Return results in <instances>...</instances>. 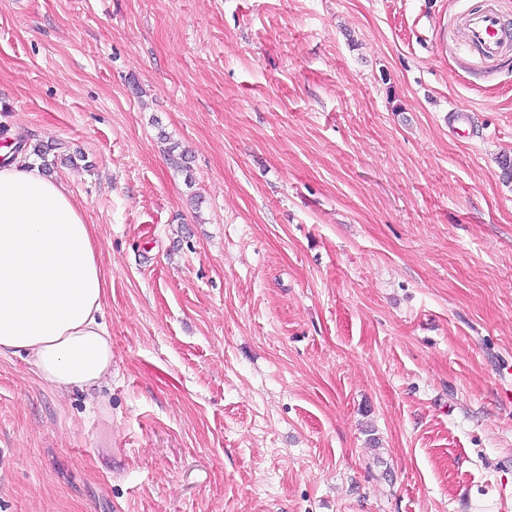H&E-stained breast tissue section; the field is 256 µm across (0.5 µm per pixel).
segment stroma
<instances>
[{"label": "stroma", "instance_id": "1", "mask_svg": "<svg viewBox=\"0 0 512 512\" xmlns=\"http://www.w3.org/2000/svg\"><path fill=\"white\" fill-rule=\"evenodd\" d=\"M512 0H0L112 377L0 356V512H512ZM189 153L173 169L171 144ZM467 45L480 59L496 60L512 39V29L504 27L496 10L487 7L469 15Z\"/></svg>", "mask_w": 512, "mask_h": 512}]
</instances>
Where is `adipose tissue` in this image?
Here are the masks:
<instances>
[{
    "label": "adipose tissue",
    "mask_w": 512,
    "mask_h": 512,
    "mask_svg": "<svg viewBox=\"0 0 512 512\" xmlns=\"http://www.w3.org/2000/svg\"><path fill=\"white\" fill-rule=\"evenodd\" d=\"M99 254L65 181L29 155L0 164V355H25L58 392L112 376Z\"/></svg>",
    "instance_id": "obj_1"
}]
</instances>
